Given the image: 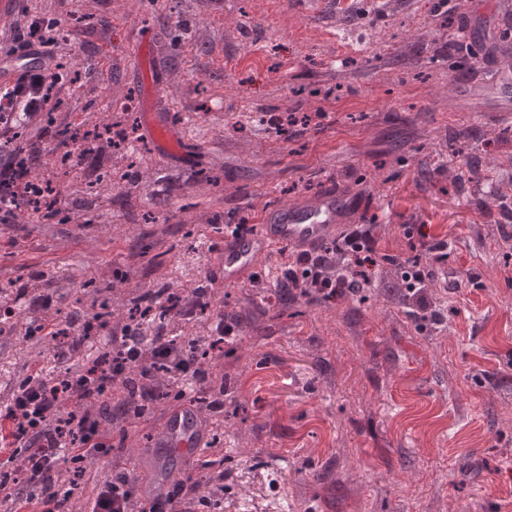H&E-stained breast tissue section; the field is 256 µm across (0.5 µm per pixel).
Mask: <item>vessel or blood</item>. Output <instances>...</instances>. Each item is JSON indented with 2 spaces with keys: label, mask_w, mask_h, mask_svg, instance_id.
I'll return each instance as SVG.
<instances>
[{
  "label": "vessel or blood",
  "mask_w": 512,
  "mask_h": 512,
  "mask_svg": "<svg viewBox=\"0 0 512 512\" xmlns=\"http://www.w3.org/2000/svg\"><path fill=\"white\" fill-rule=\"evenodd\" d=\"M351 207L349 197L325 193L307 205L278 207L266 215L253 234L226 239L221 259L225 285L247 278L261 256L275 247L315 248L335 235L341 216ZM153 445L161 452L176 453L182 462L188 461L204 445L202 418L197 409L186 402L170 406Z\"/></svg>",
  "instance_id": "obj_1"
}]
</instances>
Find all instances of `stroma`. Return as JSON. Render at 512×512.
Wrapping results in <instances>:
<instances>
[{
	"label": "stroma",
	"mask_w": 512,
	"mask_h": 512,
	"mask_svg": "<svg viewBox=\"0 0 512 512\" xmlns=\"http://www.w3.org/2000/svg\"><path fill=\"white\" fill-rule=\"evenodd\" d=\"M0 87L14 78L15 31L35 19L61 27L66 56L54 117L85 129L123 120L135 99L143 119V64L159 117L179 131L171 153L140 139L127 175L116 150L85 152L56 174L59 141L43 143L33 171L53 179L67 219L0 209V286L43 296H0V410L26 378L79 369L112 347L108 328L75 349L47 326L84 324L97 297L112 322L128 302L203 288L208 312L169 321L172 336L208 337L223 312L238 327L213 362L224 408L203 411L206 446L189 467H229L220 504L202 512H512V119L489 82L512 47V0H0ZM405 26L387 47L379 31ZM465 30L457 43L455 27ZM479 65L468 66L472 55ZM321 118L292 137L272 115ZM474 132L479 183L454 194L468 155L456 135ZM442 151L446 164L429 162ZM325 192L352 199L342 224L368 225L379 247L406 257L402 227L446 238L428 295L439 321H418L390 279L335 300L275 294L282 257L224 287L219 267L228 224ZM166 404L109 424L111 455L87 462L74 492L89 512L97 483L130 469L157 473L171 456L152 446Z\"/></svg>",
	"instance_id": "obj_1"
}]
</instances>
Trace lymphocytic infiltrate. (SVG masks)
<instances>
[{"instance_id":"f902f5d3","label":"lymphocytic infiltrate","mask_w":512,"mask_h":512,"mask_svg":"<svg viewBox=\"0 0 512 512\" xmlns=\"http://www.w3.org/2000/svg\"><path fill=\"white\" fill-rule=\"evenodd\" d=\"M54 43V37L47 35L36 20L21 34V50L25 57L36 58L38 64L17 68L14 80L5 88L12 107L0 114L4 131L28 126L47 110L63 67L50 51ZM37 184L31 167L15 163L1 166L0 206L31 209L35 204L32 189ZM340 242L348 263L346 275L340 278L331 270V249L289 251L284 284L290 296L315 294L333 299L353 294L370 284L372 267L393 260L392 255L379 251L368 230L355 228L341 236ZM195 351V346H184L177 337L161 331L142 335L138 322L130 318L113 326L111 350L90 364L54 378L26 382L14 393L6 411L0 413V443L6 441L21 449L19 469L28 488L19 490L8 477H1L0 500L11 503L14 512H76L72 489L59 483L60 465L110 454L108 434L100 428L103 417L130 414L135 392L154 393L156 366L166 368L170 384L192 376V403L212 412L221 410L224 402L211 397L209 369L199 362ZM114 389L121 392L118 402L102 404V397ZM219 483L216 477L206 482L186 476L164 497L154 500L149 512H196L210 487ZM136 492V482L127 473H113L98 483L90 512H135Z\"/></svg>"}]
</instances>
